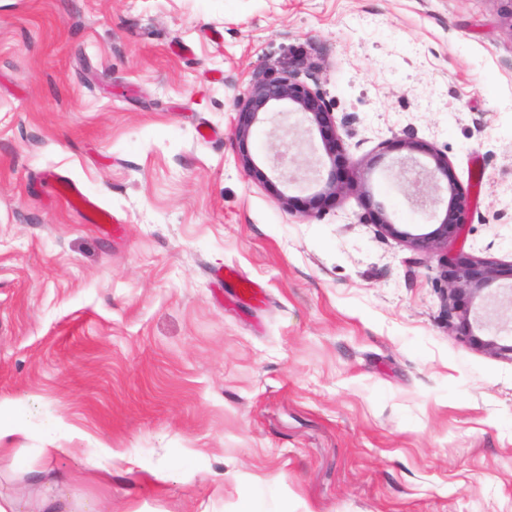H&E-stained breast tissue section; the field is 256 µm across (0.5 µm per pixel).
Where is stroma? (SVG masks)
Listing matches in <instances>:
<instances>
[{"label":"stroma","mask_w":512,"mask_h":512,"mask_svg":"<svg viewBox=\"0 0 512 512\" xmlns=\"http://www.w3.org/2000/svg\"><path fill=\"white\" fill-rule=\"evenodd\" d=\"M500 0H0V492L52 469L99 512H512V362L448 327L438 259L272 169L236 101L308 64L396 224L426 229L382 146L447 157L453 249L512 264V23ZM75 182L106 219L70 202ZM232 267L259 302L218 283ZM63 420L77 437L55 435ZM117 453L111 472L89 460ZM58 449L54 458L42 451ZM167 473L166 481L153 477Z\"/></svg>","instance_id":"1"}]
</instances>
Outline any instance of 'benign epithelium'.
Wrapping results in <instances>:
<instances>
[{"label": "benign epithelium", "mask_w": 512, "mask_h": 512, "mask_svg": "<svg viewBox=\"0 0 512 512\" xmlns=\"http://www.w3.org/2000/svg\"><path fill=\"white\" fill-rule=\"evenodd\" d=\"M304 65V60L298 59L281 75L256 80L236 103L233 136L241 146L239 162L245 174L265 184L269 182L268 176L247 150L252 128L273 105L286 104L288 111L300 113L303 133L311 137L319 134L326 158L318 157L313 162L302 159L292 153V147L284 145L276 150L273 163L288 182L307 178L319 190L304 199L280 193L277 201L284 209L295 206L304 216L315 217L325 199L345 190L360 189L369 194L367 174L381 160L382 154L369 160H352L346 156L336 118L323 94L300 80ZM403 148L408 154L396 159L395 165L412 189L414 201L432 210L446 204L443 218L428 231L403 229L388 220L382 208L371 200L369 220L412 249L437 255L441 274L447 281L448 326L475 349L512 362V343L506 337L512 331V284L493 287L501 278L512 280V265L502 268L462 252H448V239H456L464 231L466 198L449 177V163L441 153L413 141L404 142ZM416 152L428 155L433 165L418 161L414 156Z\"/></svg>", "instance_id": "7a95c632"}]
</instances>
